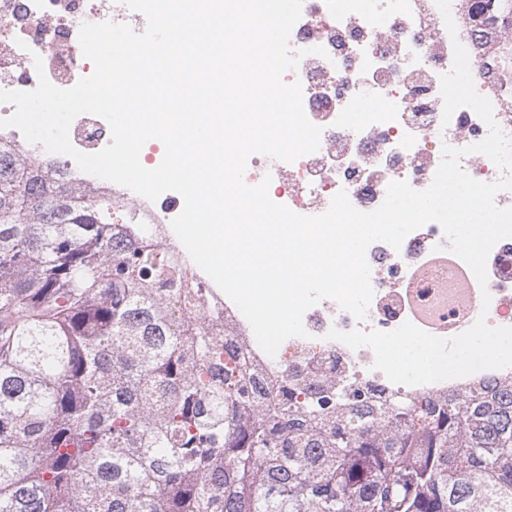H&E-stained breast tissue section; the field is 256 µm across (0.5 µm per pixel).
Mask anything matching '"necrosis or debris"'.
Instances as JSON below:
<instances>
[{"label": "necrosis or debris", "mask_w": 512, "mask_h": 512, "mask_svg": "<svg viewBox=\"0 0 512 512\" xmlns=\"http://www.w3.org/2000/svg\"><path fill=\"white\" fill-rule=\"evenodd\" d=\"M477 0H451L457 27L449 34L435 0H302L290 36L300 53L285 83H300L307 118L321 127L318 149L287 163L252 154L244 180L255 186L269 180L270 198L301 215L326 212L338 192H346L363 212L377 209L391 182L422 190L433 180L443 145L463 148L483 140L488 127L471 109H458L443 122L440 74L461 42L470 58L477 92L487 97L502 130L512 137V105H507L486 74L487 54L476 28L467 24ZM112 22L143 32L147 20L124 0H0V90L31 91L39 74L67 89L88 74L79 43L82 23ZM325 49L315 55L314 47ZM41 56L43 72L33 58ZM112 138L109 123L84 113L72 123L70 140L95 153ZM0 147L50 163L66 181L110 200L131 234L149 231L203 294L194 319L221 323L243 353L248 367L265 382L297 374L312 388L333 379L360 390L370 404L389 405L402 398L445 400L476 388L498 389L512 383V367L483 370L440 382L407 386L375 370V353L351 349L328 339L330 329L387 332L404 322L443 338L467 331L478 318L493 327H512V238L499 241L487 259L488 279L479 285L473 272L448 249L441 227L428 223L409 233L400 249L376 241L369 245L373 296L364 320H356L330 299L309 309L306 337H292L267 355L235 303L189 257L170 234L184 206L167 191L151 201L129 188L81 172L68 156L28 143L14 127L0 128Z\"/></svg>", "instance_id": "4bbe7bcc"}]
</instances>
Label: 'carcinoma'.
<instances>
[{"label":"carcinoma","mask_w":512,"mask_h":512,"mask_svg":"<svg viewBox=\"0 0 512 512\" xmlns=\"http://www.w3.org/2000/svg\"><path fill=\"white\" fill-rule=\"evenodd\" d=\"M512 96V0L477 5ZM112 202L0 151V512H512V389L257 385Z\"/></svg>","instance_id":"carcinoma-1"}]
</instances>
